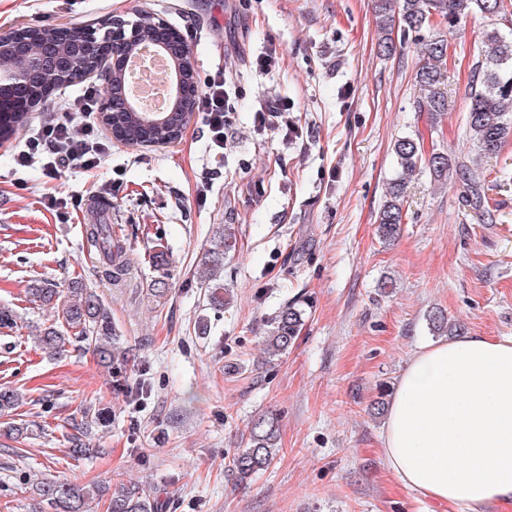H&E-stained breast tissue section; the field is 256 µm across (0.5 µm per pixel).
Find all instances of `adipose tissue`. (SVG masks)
<instances>
[{"instance_id":"1","label":"adipose tissue","mask_w":512,"mask_h":512,"mask_svg":"<svg viewBox=\"0 0 512 512\" xmlns=\"http://www.w3.org/2000/svg\"><path fill=\"white\" fill-rule=\"evenodd\" d=\"M381 451L427 512L512 504V337L421 347L398 377Z\"/></svg>"}]
</instances>
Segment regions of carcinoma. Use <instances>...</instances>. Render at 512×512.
<instances>
[{
    "mask_svg": "<svg viewBox=\"0 0 512 512\" xmlns=\"http://www.w3.org/2000/svg\"><path fill=\"white\" fill-rule=\"evenodd\" d=\"M504 0H378L377 25L382 33L379 49L385 54L396 50L390 32L399 27L403 34H418L434 25L446 24L453 28L470 13L495 15L504 10ZM80 31L65 25L52 29L32 28L20 40L29 47H37L50 38L57 46L69 50L75 47ZM491 45L484 59L478 62L476 81L468 87L469 100L466 116L470 138L487 157L499 153L506 138L512 134V122L506 115L512 106V37L508 38L493 29L485 33ZM139 46H116L110 40H100L83 48L78 71L63 73L59 69H43L21 89L25 104L41 103L51 91L62 86L78 83L86 74L97 70L108 57L131 55ZM423 63L419 66L415 82L420 96L416 108L420 112L441 113L448 111V89L445 74L448 60V40L438 36L422 42ZM17 66L14 46L0 44V67L9 73ZM138 112H123L111 124L112 130L129 145L143 143L167 144L182 134L184 113L173 112L167 121L146 128ZM393 153L403 175L388 187L385 200L377 212V234L385 241L399 235L407 203V176L423 170L437 178L455 173L466 185V203L480 211L486 202L484 180L481 174L452 159L451 155L432 150L427 152L421 135L405 136L393 144ZM86 238L99 252L105 266L104 274L111 282L119 281L127 269L126 251L114 238L112 226L94 223L85 227ZM232 234L219 233L211 248L201 257L207 302L212 308H222L227 302L224 295V251L231 248ZM29 294L55 310L54 319L46 326L31 330L34 342L49 356L66 350L73 339L89 342L99 361L112 369L115 387L126 383V360L117 351L118 337L114 336L110 313L96 292L83 280H74L69 287L60 290L47 281H36L29 287ZM303 310L296 304H288L271 322L264 343L268 354L282 357L294 343L302 326ZM22 394L12 386L0 387V418L11 417L22 405ZM98 421L92 416L82 421L79 435L72 437L73 448L69 455L81 458L87 453L82 436L88 434ZM279 423L272 415L258 416L250 426L245 446L237 449L230 460V471L236 484L247 485L253 477L267 469L277 459L280 448ZM31 490L52 512H88L90 499L108 501L107 512H158L160 502L144 494L136 484L112 489L104 484L79 487L64 480L43 479L31 483Z\"/></svg>",
    "mask_w": 512,
    "mask_h": 512,
    "instance_id": "1",
    "label": "carcinoma"
}]
</instances>
